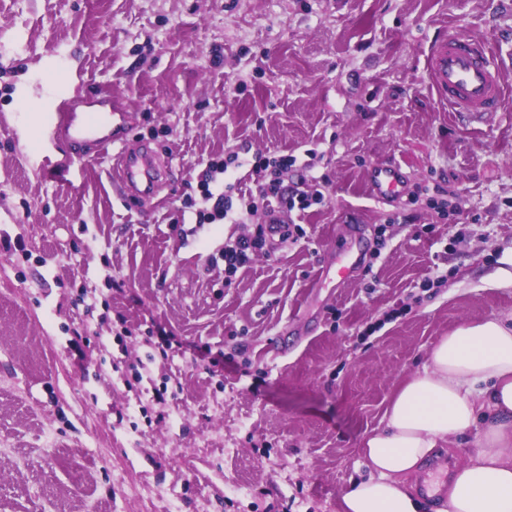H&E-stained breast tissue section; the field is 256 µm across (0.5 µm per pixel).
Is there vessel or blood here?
Segmentation results:
<instances>
[{
  "label": "vessel or blood",
  "mask_w": 512,
  "mask_h": 512,
  "mask_svg": "<svg viewBox=\"0 0 512 512\" xmlns=\"http://www.w3.org/2000/svg\"><path fill=\"white\" fill-rule=\"evenodd\" d=\"M439 102L470 121H480L487 113L500 111L506 90L502 85L490 44L482 39L451 34L432 46L424 62ZM58 126L72 139L104 147L123 142L125 124L117 120L110 101L98 102L95 109L60 113ZM121 182L131 190H152L163 168L155 154L124 157ZM403 175L394 167H379L371 173V192L380 200L401 197Z\"/></svg>",
  "instance_id": "vessel-or-blood-1"
}]
</instances>
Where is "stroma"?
I'll list each match as a JSON object with an SVG mask.
<instances>
[{
    "label": "stroma",
    "mask_w": 512,
    "mask_h": 512,
    "mask_svg": "<svg viewBox=\"0 0 512 512\" xmlns=\"http://www.w3.org/2000/svg\"><path fill=\"white\" fill-rule=\"evenodd\" d=\"M448 33L495 52L484 124L425 73ZM21 74L111 97L159 191L122 192L117 145L34 154ZM245 146L323 199L230 276L261 180L229 167L238 224L198 183ZM486 318L512 319V0H0V512H339L395 389ZM403 175L395 167H379L371 173V192L379 200L394 201L401 197Z\"/></svg>",
    "instance_id": "stroma-1"
}]
</instances>
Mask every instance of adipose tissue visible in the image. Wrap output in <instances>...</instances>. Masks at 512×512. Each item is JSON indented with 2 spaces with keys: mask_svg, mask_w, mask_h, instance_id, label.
Returning <instances> with one entry per match:
<instances>
[{
  "mask_svg": "<svg viewBox=\"0 0 512 512\" xmlns=\"http://www.w3.org/2000/svg\"><path fill=\"white\" fill-rule=\"evenodd\" d=\"M431 369L395 392L361 450L372 470L341 512H422L410 485L436 449L475 433L476 451L448 479V512H512V323L487 319L442 337Z\"/></svg>",
  "mask_w": 512,
  "mask_h": 512,
  "instance_id": "1",
  "label": "adipose tissue"
}]
</instances>
